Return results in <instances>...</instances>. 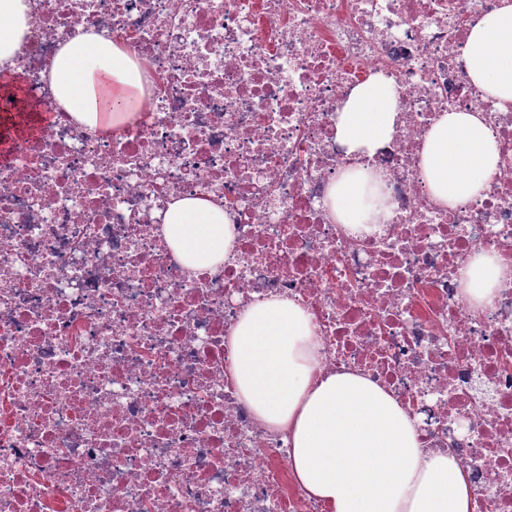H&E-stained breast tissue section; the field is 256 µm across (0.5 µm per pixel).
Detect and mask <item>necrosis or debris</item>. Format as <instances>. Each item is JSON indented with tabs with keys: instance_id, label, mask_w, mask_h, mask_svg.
I'll return each instance as SVG.
<instances>
[{
	"instance_id": "4bbe7bcc",
	"label": "necrosis or debris",
	"mask_w": 512,
	"mask_h": 512,
	"mask_svg": "<svg viewBox=\"0 0 512 512\" xmlns=\"http://www.w3.org/2000/svg\"><path fill=\"white\" fill-rule=\"evenodd\" d=\"M32 2L29 97L52 104L60 48L94 32L144 106L118 137L57 109L0 161V512H328L230 373L239 317L278 294L309 315L315 377L376 381L512 512V275L479 309L465 292L481 250L512 272V109L464 61L502 0ZM377 75L399 116L365 163L389 216L355 232L329 205L336 113ZM452 111L484 113L500 158L444 206L420 154ZM188 196L235 224L231 257L194 272L161 230Z\"/></svg>"
}]
</instances>
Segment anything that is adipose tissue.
I'll use <instances>...</instances> for the list:
<instances>
[{
  "mask_svg": "<svg viewBox=\"0 0 512 512\" xmlns=\"http://www.w3.org/2000/svg\"><path fill=\"white\" fill-rule=\"evenodd\" d=\"M30 0H0V90H16L15 54L31 21ZM467 73L503 109L512 107V0L470 31ZM56 102L90 128L120 135L137 114L143 91L136 64L97 35L66 43L50 73ZM396 93L376 77L353 89L336 114V137L350 166L329 193L340 223L357 231L379 223L386 208L366 203L371 174L363 158L391 139ZM499 159L498 143L482 113L447 112L425 137L420 165L437 201L453 204L486 188ZM163 233L186 268L223 262L234 227L207 198H175ZM468 292L482 304L505 277L493 253L476 255ZM231 375L240 397L263 424L288 430L297 480L331 512H473V487L448 452L423 448L406 410L391 393L356 371L312 378L318 346L303 308L285 295L254 301L231 343Z\"/></svg>",
  "mask_w": 512,
  "mask_h": 512,
  "instance_id": "1",
  "label": "adipose tissue"
}]
</instances>
